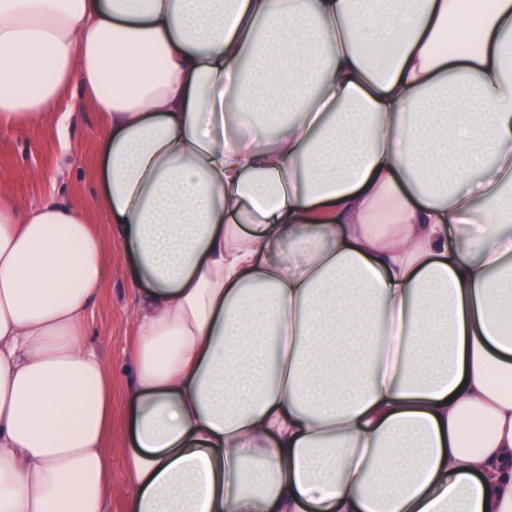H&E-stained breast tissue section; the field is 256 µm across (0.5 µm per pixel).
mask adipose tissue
Masks as SVG:
<instances>
[{
    "label": "adipose tissue",
    "mask_w": 512,
    "mask_h": 512,
    "mask_svg": "<svg viewBox=\"0 0 512 512\" xmlns=\"http://www.w3.org/2000/svg\"><path fill=\"white\" fill-rule=\"evenodd\" d=\"M75 80L110 223L0 191V512H106L116 406L128 512H512V0H0V131ZM105 247L109 273L100 298L90 311L85 339L107 364L112 386L122 391L133 377L124 365L134 340L133 315L138 291L127 275L128 261L121 245L105 239Z\"/></svg>",
    "instance_id": "1"
}]
</instances>
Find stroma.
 <instances>
[{
    "label": "stroma",
    "mask_w": 512,
    "mask_h": 512,
    "mask_svg": "<svg viewBox=\"0 0 512 512\" xmlns=\"http://www.w3.org/2000/svg\"><path fill=\"white\" fill-rule=\"evenodd\" d=\"M72 111L64 127L49 123L0 132V187L35 204L46 194L86 210L98 230H106L109 215L98 200L100 143L103 118L96 103L72 82L66 92ZM109 273L93 305L86 342L97 350L112 374L115 389H124L134 336L133 315L138 291L127 275L128 261L120 244L106 241Z\"/></svg>",
    "instance_id": "stroma-1"
}]
</instances>
